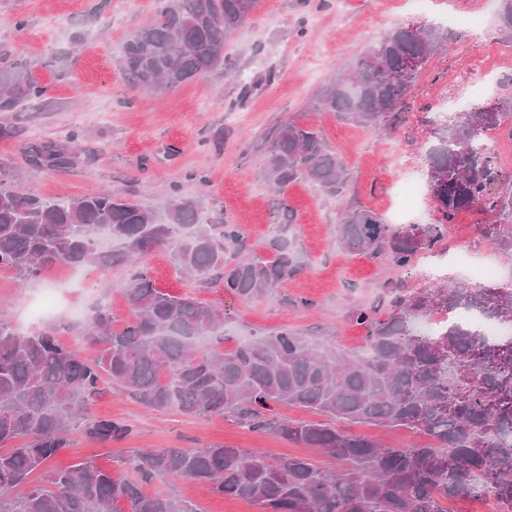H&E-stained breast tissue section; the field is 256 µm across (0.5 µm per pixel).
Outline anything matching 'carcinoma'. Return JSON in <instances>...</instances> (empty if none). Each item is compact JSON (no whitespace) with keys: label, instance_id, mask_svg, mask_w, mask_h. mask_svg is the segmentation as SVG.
<instances>
[{"label":"carcinoma","instance_id":"obj_1","mask_svg":"<svg viewBox=\"0 0 512 512\" xmlns=\"http://www.w3.org/2000/svg\"><path fill=\"white\" fill-rule=\"evenodd\" d=\"M256 0H166L125 41L123 78L166 93L224 65V43L248 19ZM502 31L512 38V0H500ZM447 37L433 28L397 26L315 96L313 106L365 127L393 126L398 107ZM40 91L22 63L0 77V109L30 105ZM426 183L438 212L434 224H387L369 209L337 227L344 250L385 256L399 271L447 234L457 213L489 212L486 234L512 252V181L482 145L487 132H512V98L474 105L433 121ZM81 135L25 150L35 169L64 171L80 158ZM264 176L278 189L282 221L264 245L246 249L240 224L214 222L198 198L172 186L164 214L125 196L87 194L44 199L15 186L0 168V270L22 282L60 264H96L126 272L130 320L114 326L98 302L79 332L97 356L83 359L57 333L18 336L0 321V512H199L174 494H149L156 478H188L209 493L242 498L261 512H448L444 503L491 496L512 512V375L476 360H512V337L491 341L461 316L512 317V288H396L391 299L359 305L351 317L366 329L361 353H340L282 327L224 350V311L195 297L155 287L137 258L166 250L179 271L220 283L244 301L260 300L300 268L285 196L298 180L336 197L348 173L319 130L289 121L270 136ZM442 315L429 338L414 322ZM116 388L143 407L186 415H233L239 424L317 448L341 461V472L307 458L270 459L229 446L160 448L138 453L133 478L91 461L44 470L80 431L99 442L121 441L130 427L88 418L87 402ZM297 406L381 429L424 434L429 442L395 448L348 434L331 423L288 420L274 407ZM42 472L36 481L33 475Z\"/></svg>","mask_w":512,"mask_h":512}]
</instances>
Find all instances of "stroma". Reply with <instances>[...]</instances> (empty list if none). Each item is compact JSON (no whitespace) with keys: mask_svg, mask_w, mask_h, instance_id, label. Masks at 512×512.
<instances>
[{"mask_svg":"<svg viewBox=\"0 0 512 512\" xmlns=\"http://www.w3.org/2000/svg\"><path fill=\"white\" fill-rule=\"evenodd\" d=\"M160 6V0H0V69L21 60L42 91L40 111H0V126L15 131L14 137L0 138V167L21 171V189L49 199L123 194L159 211L176 185L184 195L203 198L214 217L242 225L250 244L260 246L271 233L278 199L262 176L264 137L295 119L323 132L349 176L338 198L302 181L289 186L302 270L272 295L245 302L186 278L166 251L156 250L142 263L158 288L223 309L234 338L285 326L358 353L365 331L351 320L352 308L378 301L395 279L433 287L465 281L451 255L457 241L469 245L477 259L491 258L501 286L512 285V253L490 249L486 217L473 210L462 212V226L449 229L431 264L417 259L400 273L385 257L342 250L336 238L337 225L354 211L367 208L389 218L399 179L424 176L435 113L450 116L512 98V82L502 77L512 71V42L501 39L498 0L488 6L483 31L453 25L448 0H430L425 12L410 10L406 0H258L224 46L236 78L219 69L165 94L127 83L117 67L127 36L149 23ZM399 25L437 27L449 45L420 72L400 107L397 127L364 128L312 108L322 85ZM481 67L500 79L494 92L475 99L471 88ZM74 131L81 133L85 150L77 166L66 171L26 166L28 145L61 142ZM123 281L117 269L104 275L60 265L21 287L10 273H0V321L24 336L38 325L67 322L72 308L90 310L107 294L121 326L130 318ZM87 415L124 422L131 433L112 444L71 434L70 448L50 460L49 468L91 460L129 477V461L140 449L214 445L332 464L318 449L248 430L230 416L150 411L110 391L88 405ZM148 489L195 501L203 512H257L250 502L206 493L186 479L157 480Z\"/></svg>","mask_w":512,"mask_h":512,"instance_id":"obj_1","label":"stroma"}]
</instances>
